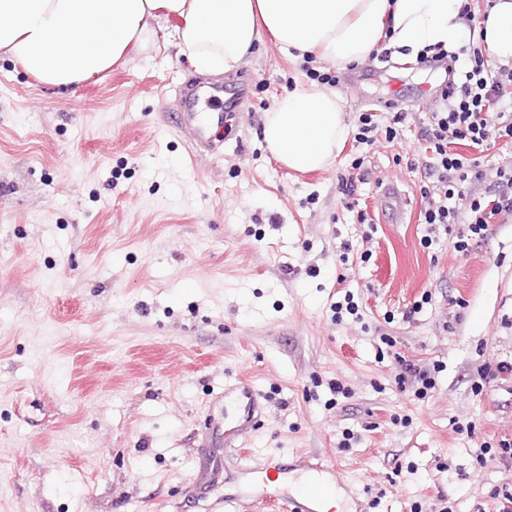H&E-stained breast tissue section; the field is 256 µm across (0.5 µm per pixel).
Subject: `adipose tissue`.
Wrapping results in <instances>:
<instances>
[{
  "instance_id": "obj_1",
  "label": "adipose tissue",
  "mask_w": 512,
  "mask_h": 512,
  "mask_svg": "<svg viewBox=\"0 0 512 512\" xmlns=\"http://www.w3.org/2000/svg\"><path fill=\"white\" fill-rule=\"evenodd\" d=\"M466 0H0V56L39 82L66 88L118 64L153 42L175 17L181 53L201 73L240 67L262 33L296 60L314 55L339 67L375 49L415 60L465 40ZM484 45L512 62V0L486 10ZM344 102L317 85L297 88L268 112L261 136L288 168H325L347 135Z\"/></svg>"
}]
</instances>
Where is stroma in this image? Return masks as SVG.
Masks as SVG:
<instances>
[{
    "mask_svg": "<svg viewBox=\"0 0 512 512\" xmlns=\"http://www.w3.org/2000/svg\"><path fill=\"white\" fill-rule=\"evenodd\" d=\"M177 24L64 89L0 58V512H224L229 496L234 512H281L240 498L238 458L207 445L241 377L263 416L247 452L335 465L353 480L339 512H495L512 469L478 462L475 441L512 440V372L474 383L512 364V217L464 253L451 235L421 243L418 131L444 72L297 61L262 37L205 78L220 93L199 109L223 113L230 135L219 156L175 118L200 78ZM313 70L337 78L349 131L361 113L386 125L403 112L396 139H346L309 173L276 160L264 115ZM243 80L253 104L228 112L223 93ZM357 158L351 212L340 185ZM382 182L407 198L398 220ZM345 291L360 316L336 324ZM401 357L441 364L424 399L397 388Z\"/></svg>",
    "mask_w": 512,
    "mask_h": 512,
    "instance_id": "obj_1",
    "label": "stroma"
}]
</instances>
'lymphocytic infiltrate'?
Masks as SVG:
<instances>
[{
	"label": "lymphocytic infiltrate",
	"instance_id": "f902f5d3",
	"mask_svg": "<svg viewBox=\"0 0 512 512\" xmlns=\"http://www.w3.org/2000/svg\"><path fill=\"white\" fill-rule=\"evenodd\" d=\"M420 64L442 67L448 82L443 105L431 112L419 134L431 152V182L419 187L428 204L423 223L456 233L454 247L467 251L472 237L483 235L492 218L512 214V168H484L475 156L457 152L464 143L477 151L501 141L512 144V65L489 60L477 40H469L462 56L438 51ZM493 182L489 195L472 193L473 185Z\"/></svg>",
	"mask_w": 512,
	"mask_h": 512
}]
</instances>
